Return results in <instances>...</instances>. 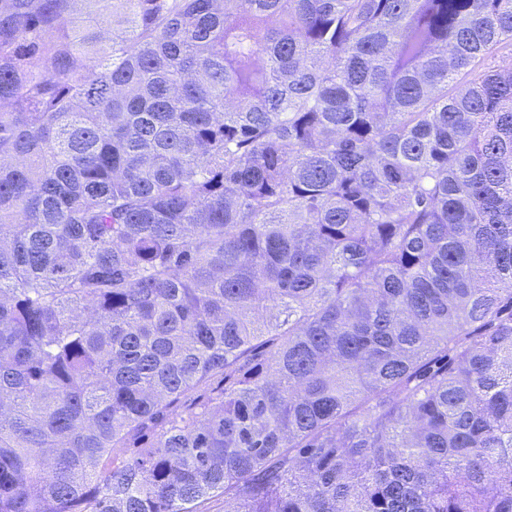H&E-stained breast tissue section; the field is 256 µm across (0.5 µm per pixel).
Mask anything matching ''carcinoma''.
<instances>
[{
	"label": "carcinoma",
	"instance_id": "cac0c4a2",
	"mask_svg": "<svg viewBox=\"0 0 512 512\" xmlns=\"http://www.w3.org/2000/svg\"><path fill=\"white\" fill-rule=\"evenodd\" d=\"M512 512V0H0V512Z\"/></svg>",
	"mask_w": 512,
	"mask_h": 512
}]
</instances>
